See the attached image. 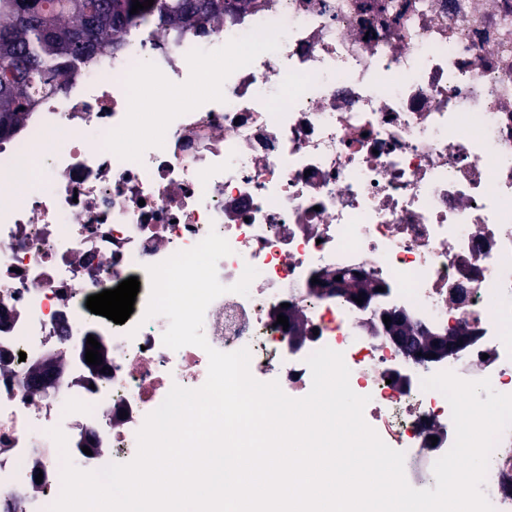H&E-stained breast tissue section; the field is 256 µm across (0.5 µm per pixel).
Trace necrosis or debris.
Listing matches in <instances>:
<instances>
[{"label":"necrosis or debris","mask_w":512,"mask_h":512,"mask_svg":"<svg viewBox=\"0 0 512 512\" xmlns=\"http://www.w3.org/2000/svg\"><path fill=\"white\" fill-rule=\"evenodd\" d=\"M147 81L173 98L148 105L134 92ZM212 231L233 249L217 265L223 285L249 265L258 275L248 295L208 306L209 346L249 349L252 376L273 371L295 399L312 386L307 357L340 352L381 439L445 455V396L390 383L403 355L311 279L361 272L435 331H479L431 373L463 379L473 363L512 394V0H250L184 34L129 30L39 99L0 142V512H48L59 497L50 429L99 466L132 459L172 386L205 383L204 349L172 352L167 318L144 313L148 267ZM130 277L127 322L91 325L90 293ZM283 306L303 318L296 351L272 317ZM93 326L105 373L64 364L27 387L30 365ZM38 473L41 498L29 494ZM482 491L512 512V428Z\"/></svg>","instance_id":"obj_1"}]
</instances>
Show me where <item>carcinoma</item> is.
<instances>
[{"label":"carcinoma","instance_id":"1","mask_svg":"<svg viewBox=\"0 0 512 512\" xmlns=\"http://www.w3.org/2000/svg\"><path fill=\"white\" fill-rule=\"evenodd\" d=\"M230 0H154L130 13L132 0H0V142L22 126L33 95L63 88L91 56L117 46L130 25L165 23L182 33L224 18Z\"/></svg>","mask_w":512,"mask_h":512}]
</instances>
